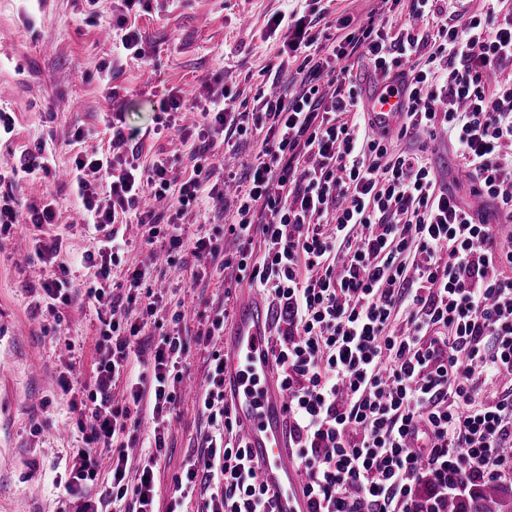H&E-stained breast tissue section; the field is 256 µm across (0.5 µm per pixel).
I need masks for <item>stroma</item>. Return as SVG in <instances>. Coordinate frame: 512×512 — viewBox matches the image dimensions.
<instances>
[{
	"label": "stroma",
	"mask_w": 512,
	"mask_h": 512,
	"mask_svg": "<svg viewBox=\"0 0 512 512\" xmlns=\"http://www.w3.org/2000/svg\"><path fill=\"white\" fill-rule=\"evenodd\" d=\"M116 0H98L88 10L84 0H0V113L14 120L12 133L0 132V172L21 169L29 152L44 144L50 173L24 177L13 191L19 214H27L45 197L56 202L50 234L63 238V262L76 293L54 321L40 303L44 266L33 251V225L16 224L0 233V512H58L54 482L67 449L82 437L67 429L68 403L55 395V373L62 362L75 363L90 381L98 358L101 324L83 294L94 272L81 263L93 248L81 203L65 176L76 128L86 137L82 151L106 147V126L121 113L142 150L143 162L157 157L176 160L171 176L182 181L192 168L190 146L197 135L195 98L207 87H224L237 109L251 110L260 93L269 91L280 62L283 32L269 34L273 15H302L314 0H176L170 10H151L137 19L148 63L116 50L109 25ZM116 99H109V91ZM184 100L177 127L160 128L161 106L170 96ZM129 245L112 269L114 282H125L130 270L147 268V287L163 297L165 311L182 312L189 331H196L201 299L235 307V268L205 273V264L183 252V264L150 261L131 225ZM76 347L65 350L60 333ZM208 428L194 396L179 398L170 416L167 448L156 473V512H166L179 476L197 441Z\"/></svg>",
	"instance_id": "obj_1"
}]
</instances>
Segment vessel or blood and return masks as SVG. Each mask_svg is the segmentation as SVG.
Here are the masks:
<instances>
[{
	"instance_id": "b4317fda",
	"label": "vessel or blood",
	"mask_w": 512,
	"mask_h": 512,
	"mask_svg": "<svg viewBox=\"0 0 512 512\" xmlns=\"http://www.w3.org/2000/svg\"><path fill=\"white\" fill-rule=\"evenodd\" d=\"M399 79L369 81L362 108L379 131L396 132L407 103ZM224 395L232 407L261 483L274 496V512H308L297 483L285 429L288 393L273 370L268 311L253 293H241L224 337Z\"/></svg>"
}]
</instances>
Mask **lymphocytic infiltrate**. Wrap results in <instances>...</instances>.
Wrapping results in <instances>:
<instances>
[{
	"label": "lymphocytic infiltrate",
	"instance_id": "1",
	"mask_svg": "<svg viewBox=\"0 0 512 512\" xmlns=\"http://www.w3.org/2000/svg\"><path fill=\"white\" fill-rule=\"evenodd\" d=\"M407 7L397 31L384 16ZM152 0H120L119 49L144 59L135 23ZM318 17L287 27L277 75L297 62L293 87L261 95L235 111L224 90L197 101L201 136L195 164L179 188L170 162L142 164L122 125L110 122L106 151L77 153L70 186L99 237L81 261L97 269L86 290L107 311L99 359L86 398L73 400L71 368L57 384L77 412L83 445L70 449L65 500L79 512H155V470L165 423L185 380L190 342L224 334L226 312L214 310L194 337L160 334L149 374L135 372L131 344L160 299L142 292L141 272L126 286L136 312H119L112 267L126 242L120 230L146 192L168 199L170 215L138 214L142 242L181 251V220L203 197L236 188L223 234L191 249L240 279L275 306L288 328L273 346L287 390L290 447L309 512H448L449 496L476 482L512 483V231L481 223L436 171L427 143L445 134L474 195L512 221V8L471 13L469 0H380L359 23L341 19L343 35L317 46ZM368 60L373 74L401 77L409 103L396 136L376 131L360 107L347 62ZM261 137L244 174L213 180L216 138ZM414 141L411 149L400 140ZM237 242L224 250L223 235ZM404 328H397V320ZM128 378V404L112 403V383ZM198 407L210 426L185 467V489L167 512H186L191 489L206 498L198 512H273L236 418L224 399V353L212 351ZM148 410L153 435L138 481L126 483L128 453L112 440L132 409ZM110 455V476L98 459Z\"/></svg>",
	"mask_w": 512,
	"mask_h": 512
}]
</instances>
